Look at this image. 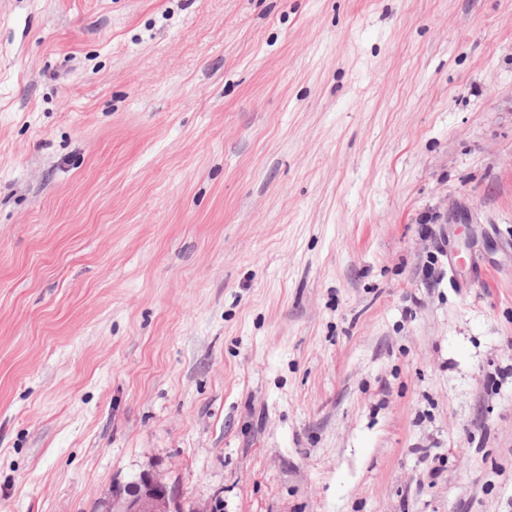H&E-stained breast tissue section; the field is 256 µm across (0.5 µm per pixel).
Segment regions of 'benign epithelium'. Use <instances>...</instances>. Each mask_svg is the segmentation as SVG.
<instances>
[{"instance_id":"obj_1","label":"benign epithelium","mask_w":512,"mask_h":512,"mask_svg":"<svg viewBox=\"0 0 512 512\" xmlns=\"http://www.w3.org/2000/svg\"><path fill=\"white\" fill-rule=\"evenodd\" d=\"M112 512H182L174 489L157 473L112 482Z\"/></svg>"}]
</instances>
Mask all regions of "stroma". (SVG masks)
<instances>
[{"instance_id":"stroma-1","label":"stroma","mask_w":512,"mask_h":512,"mask_svg":"<svg viewBox=\"0 0 512 512\" xmlns=\"http://www.w3.org/2000/svg\"><path fill=\"white\" fill-rule=\"evenodd\" d=\"M145 470L512 512V0H0V512Z\"/></svg>"}]
</instances>
